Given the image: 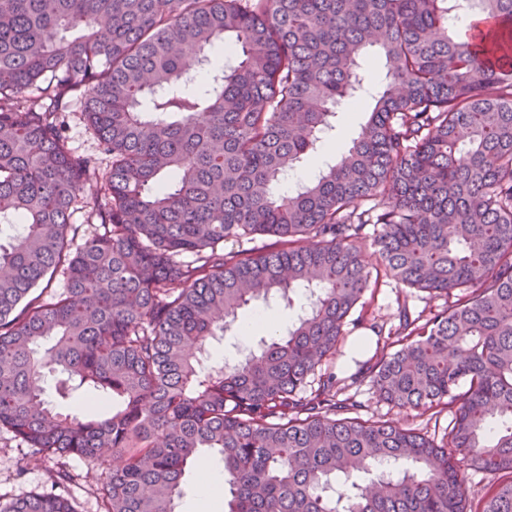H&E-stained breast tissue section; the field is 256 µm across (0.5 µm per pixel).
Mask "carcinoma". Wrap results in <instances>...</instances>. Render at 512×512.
<instances>
[{
	"label": "carcinoma",
	"instance_id": "carcinoma-1",
	"mask_svg": "<svg viewBox=\"0 0 512 512\" xmlns=\"http://www.w3.org/2000/svg\"><path fill=\"white\" fill-rule=\"evenodd\" d=\"M471 2L462 38L459 0H0V429L119 457L103 512H179L207 454L224 512H512V0ZM375 45L352 146L277 192L369 95ZM77 103L96 155L64 136ZM93 176L108 200L73 250ZM369 225L374 273L353 246ZM389 277L456 300L403 303L394 328L358 316L383 343L353 382L451 413L439 443L362 417L323 370ZM298 286L291 328L210 362L246 308ZM464 466L500 482L468 504ZM0 512L77 510L50 492Z\"/></svg>",
	"mask_w": 512,
	"mask_h": 512
}]
</instances>
